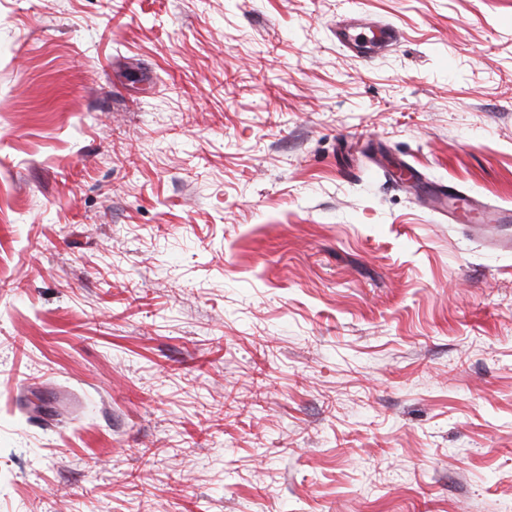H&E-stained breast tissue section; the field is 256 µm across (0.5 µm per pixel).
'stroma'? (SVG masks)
<instances>
[{"label":"stroma","instance_id":"obj_1","mask_svg":"<svg viewBox=\"0 0 512 512\" xmlns=\"http://www.w3.org/2000/svg\"><path fill=\"white\" fill-rule=\"evenodd\" d=\"M443 183L512 209V0H0V512H512ZM399 32L391 25L353 17L336 26V41L356 54L371 47L378 53L388 51L399 42Z\"/></svg>","mask_w":512,"mask_h":512}]
</instances>
